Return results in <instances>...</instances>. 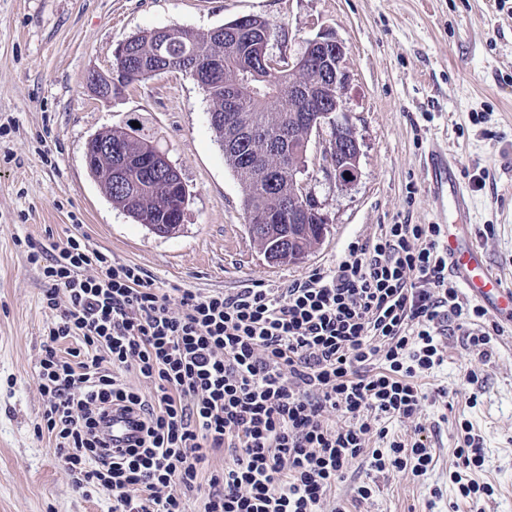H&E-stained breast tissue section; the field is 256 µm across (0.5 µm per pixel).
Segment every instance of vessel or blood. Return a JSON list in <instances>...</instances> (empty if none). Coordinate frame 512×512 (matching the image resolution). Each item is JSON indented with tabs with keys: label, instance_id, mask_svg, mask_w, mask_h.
Listing matches in <instances>:
<instances>
[{
	"label": "vessel or blood",
	"instance_id": "b4317fda",
	"mask_svg": "<svg viewBox=\"0 0 512 512\" xmlns=\"http://www.w3.org/2000/svg\"><path fill=\"white\" fill-rule=\"evenodd\" d=\"M425 186L430 192L437 218L446 225L443 248L448 255V272L474 300L491 311L498 324L512 329V280L492 271L486 256L471 240V198L458 176L456 157L447 150L430 151L423 163ZM112 446L134 444L140 432L134 417L115 412L102 424Z\"/></svg>",
	"mask_w": 512,
	"mask_h": 512
}]
</instances>
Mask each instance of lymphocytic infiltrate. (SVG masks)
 Segmentation results:
<instances>
[{
    "label": "lymphocytic infiltrate",
    "instance_id": "obj_1",
    "mask_svg": "<svg viewBox=\"0 0 512 512\" xmlns=\"http://www.w3.org/2000/svg\"><path fill=\"white\" fill-rule=\"evenodd\" d=\"M440 236L437 224H388L349 244L336 270L231 293L161 287L77 229L29 244L49 312L42 429L59 466L78 487L110 490L112 512H186V492L200 489L205 512H324L347 463L364 454L379 473L426 474L423 443L369 449L370 420L419 414L426 396L414 379L441 365L444 321L465 324L477 349L497 328L449 284ZM67 338L77 346L60 349ZM115 406L142 431L116 452L99 430ZM331 411L349 425L329 426ZM221 450L228 463L200 484Z\"/></svg>",
    "mask_w": 512,
    "mask_h": 512
}]
</instances>
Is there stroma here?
<instances>
[{
  "mask_svg": "<svg viewBox=\"0 0 512 512\" xmlns=\"http://www.w3.org/2000/svg\"><path fill=\"white\" fill-rule=\"evenodd\" d=\"M244 16L267 21L268 52L280 63L319 35L346 47L342 99L360 144L359 174L338 185L319 166L322 139H313L303 178L328 232L294 263L267 262L251 239L242 179L209 125L212 102L191 78L164 73L109 104L86 85L136 33L205 34ZM134 119L191 193L171 237L114 207L85 166L92 134ZM440 142L470 188L474 239L493 270L512 279V0H0V512H112L111 491L73 486L53 442L35 433L47 315L24 240L46 244L77 224L93 248L166 288H283L335 269L350 243L374 238L381 225L436 223L422 161ZM439 342L443 365L417 380L428 396L420 414L374 422L369 440L383 448L422 439L429 470L377 473L358 457L330 494L343 512H512V336H494L487 359L463 336ZM466 422L484 455L466 477L493 495L461 497L450 479ZM365 483L373 492L363 500L356 489Z\"/></svg>",
  "mask_w": 512,
  "mask_h": 512,
  "instance_id": "35a3bbf8",
  "label": "stroma"
}]
</instances>
